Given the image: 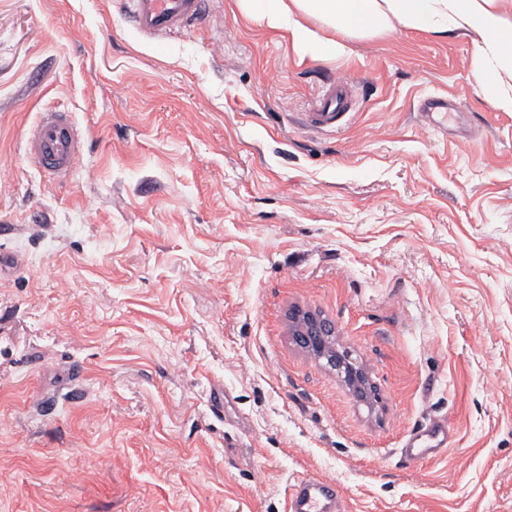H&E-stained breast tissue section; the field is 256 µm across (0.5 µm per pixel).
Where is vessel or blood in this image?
<instances>
[{
  "instance_id": "1",
  "label": "vessel or blood",
  "mask_w": 512,
  "mask_h": 512,
  "mask_svg": "<svg viewBox=\"0 0 512 512\" xmlns=\"http://www.w3.org/2000/svg\"><path fill=\"white\" fill-rule=\"evenodd\" d=\"M208 0H124L131 29L141 38L154 40L198 29ZM352 105L351 85L342 78L329 81L304 118L309 127L333 131ZM84 136L69 113H42L24 141V155L41 173L56 179L68 174L81 155ZM448 447L445 421L433 420L410 433L400 453L410 463L435 457ZM288 512H340L329 487L302 474L288 486Z\"/></svg>"
}]
</instances>
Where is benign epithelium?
I'll use <instances>...</instances> for the list:
<instances>
[{
    "instance_id": "benign-epithelium-1",
    "label": "benign epithelium",
    "mask_w": 512,
    "mask_h": 512,
    "mask_svg": "<svg viewBox=\"0 0 512 512\" xmlns=\"http://www.w3.org/2000/svg\"><path fill=\"white\" fill-rule=\"evenodd\" d=\"M288 319L294 343L335 372L358 402L373 407L381 401L379 387L365 365L339 348L333 320L300 308L292 309Z\"/></svg>"
}]
</instances>
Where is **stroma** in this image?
Returning a JSON list of instances; mask_svg holds the SVG:
<instances>
[{"label": "stroma", "mask_w": 512, "mask_h": 512, "mask_svg": "<svg viewBox=\"0 0 512 512\" xmlns=\"http://www.w3.org/2000/svg\"><path fill=\"white\" fill-rule=\"evenodd\" d=\"M479 69L406 29L302 58L240 0L160 40L115 0H0V512H286L300 472L342 512H512V112ZM333 76L351 115L310 128ZM54 106L86 133L60 179L23 152ZM432 419L450 447L405 462ZM288 319L294 343L336 372L358 402L374 407L381 401L379 387L365 365L352 359L349 352L340 350L333 320L300 308L292 309Z\"/></svg>", "instance_id": "stroma-1"}]
</instances>
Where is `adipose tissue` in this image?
<instances>
[{
    "mask_svg": "<svg viewBox=\"0 0 512 512\" xmlns=\"http://www.w3.org/2000/svg\"><path fill=\"white\" fill-rule=\"evenodd\" d=\"M267 28L287 33L303 55L340 56L347 40L389 29H423L437 38L475 35L484 89L501 111L512 112V0H241Z\"/></svg>",
    "mask_w": 512,
    "mask_h": 512,
    "instance_id": "1",
    "label": "adipose tissue"
}]
</instances>
